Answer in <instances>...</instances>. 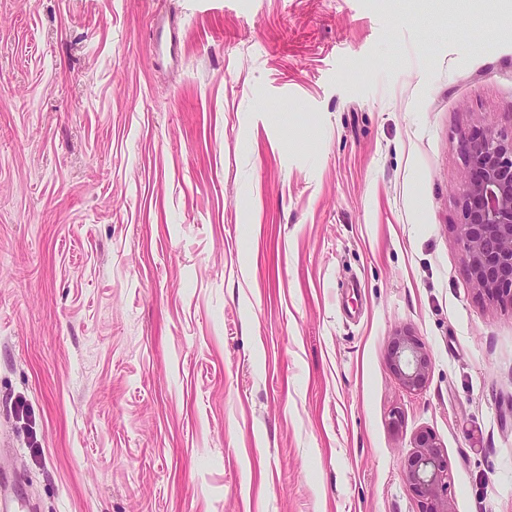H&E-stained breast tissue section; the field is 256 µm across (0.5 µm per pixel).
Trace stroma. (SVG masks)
<instances>
[{
    "mask_svg": "<svg viewBox=\"0 0 512 512\" xmlns=\"http://www.w3.org/2000/svg\"><path fill=\"white\" fill-rule=\"evenodd\" d=\"M476 127L512 0H0V466L37 512H419L426 430L449 512H512ZM392 364L404 383L413 388L425 384L429 359L422 343L410 334L395 336L390 349ZM418 448L408 457L404 468L407 480L421 499L420 512H439L448 499V459L435 437L425 431L415 440Z\"/></svg>",
    "mask_w": 512,
    "mask_h": 512,
    "instance_id": "stroma-1",
    "label": "stroma"
}]
</instances>
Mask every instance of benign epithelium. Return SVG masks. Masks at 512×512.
<instances>
[{
	"mask_svg": "<svg viewBox=\"0 0 512 512\" xmlns=\"http://www.w3.org/2000/svg\"><path fill=\"white\" fill-rule=\"evenodd\" d=\"M461 149L467 191L457 240L476 286L493 300L512 303V138L474 128L461 138ZM390 357L407 386L425 384L429 359L416 337H394ZM415 447L404 474L421 499V512H439L448 499L447 456L427 431Z\"/></svg>",
	"mask_w": 512,
	"mask_h": 512,
	"instance_id": "1",
	"label": "benign epithelium"
}]
</instances>
